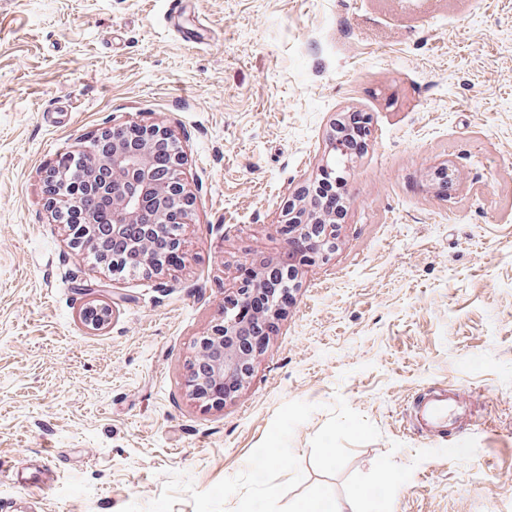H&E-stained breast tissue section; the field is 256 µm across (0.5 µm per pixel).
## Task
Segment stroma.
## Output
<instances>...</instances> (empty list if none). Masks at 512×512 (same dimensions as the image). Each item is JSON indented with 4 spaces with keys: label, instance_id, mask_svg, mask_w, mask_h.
I'll use <instances>...</instances> for the list:
<instances>
[{
    "label": "stroma",
    "instance_id": "stroma-1",
    "mask_svg": "<svg viewBox=\"0 0 512 512\" xmlns=\"http://www.w3.org/2000/svg\"><path fill=\"white\" fill-rule=\"evenodd\" d=\"M341 112L372 137L335 254L302 267L250 384L194 399L196 338L242 266L285 260L277 208ZM127 120L172 130L194 197L158 274L113 273L45 206V166ZM433 385L474 412L443 451L410 422ZM340 399L380 436L326 476L311 441ZM294 400L316 406L303 484L344 512H512V0H0V512H121L173 473L208 490Z\"/></svg>",
    "mask_w": 512,
    "mask_h": 512
}]
</instances>
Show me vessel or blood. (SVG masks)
<instances>
[{"label":"vessel or blood","mask_w":512,"mask_h":512,"mask_svg":"<svg viewBox=\"0 0 512 512\" xmlns=\"http://www.w3.org/2000/svg\"><path fill=\"white\" fill-rule=\"evenodd\" d=\"M412 405L414 428L420 436L433 442L447 441L467 414L454 393L441 387L420 390Z\"/></svg>","instance_id":"b4317fda"}]
</instances>
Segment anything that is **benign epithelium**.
Instances as JSON below:
<instances>
[{
	"label": "benign epithelium",
	"mask_w": 512,
	"mask_h": 512,
	"mask_svg": "<svg viewBox=\"0 0 512 512\" xmlns=\"http://www.w3.org/2000/svg\"><path fill=\"white\" fill-rule=\"evenodd\" d=\"M346 131L340 122L333 123L328 151L324 154L321 172L336 176V150L340 149ZM176 142L166 127L151 124L118 123L103 131L89 144L64 154L45 171L46 205L55 217L66 216L68 231L79 236L96 228L93 200L112 201L114 238L126 235L128 226L137 225L138 238L131 241L123 255L112 258V267L120 270L139 269L147 273L164 270V256L156 252L153 241L166 238L170 252L183 249L184 232L191 223L193 195L185 181L184 156L181 150L172 154L171 172L160 180L152 159L155 153ZM281 232L287 243L315 234L316 250L310 262L325 263L336 252L338 224L336 215L325 211L316 192L302 199H290L278 216ZM299 287L298 272L282 275L267 267L249 281L239 282L236 293L224 299V309L210 332L195 342V357L189 368V392L203 402L222 403L226 394L219 385L228 381L240 389L252 377V359L256 351L245 344L250 323L242 320L237 307L258 295L268 302L258 312L260 319L281 316L274 291H293Z\"/></svg>",
	"instance_id": "obj_1"
}]
</instances>
